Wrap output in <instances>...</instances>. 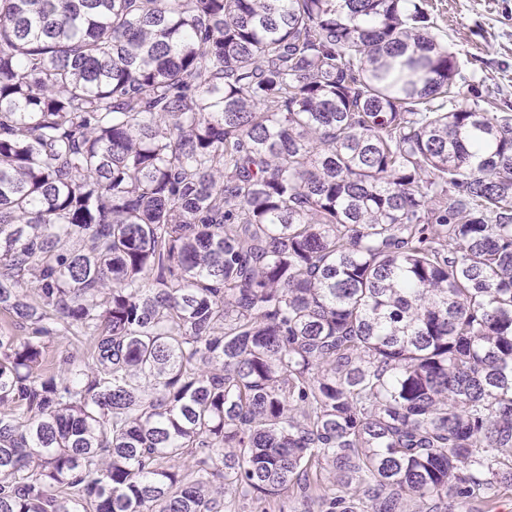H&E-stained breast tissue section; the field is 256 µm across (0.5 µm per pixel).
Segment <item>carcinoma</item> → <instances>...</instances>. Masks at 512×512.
<instances>
[{
    "instance_id": "carcinoma-1",
    "label": "carcinoma",
    "mask_w": 512,
    "mask_h": 512,
    "mask_svg": "<svg viewBox=\"0 0 512 512\" xmlns=\"http://www.w3.org/2000/svg\"><path fill=\"white\" fill-rule=\"evenodd\" d=\"M432 28L0 0V512L512 493V112Z\"/></svg>"
}]
</instances>
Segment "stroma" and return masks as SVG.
I'll return each instance as SVG.
<instances>
[{
  "label": "stroma",
  "mask_w": 512,
  "mask_h": 512,
  "mask_svg": "<svg viewBox=\"0 0 512 512\" xmlns=\"http://www.w3.org/2000/svg\"><path fill=\"white\" fill-rule=\"evenodd\" d=\"M468 101L512 105V0H428Z\"/></svg>",
  "instance_id": "obj_1"
}]
</instances>
